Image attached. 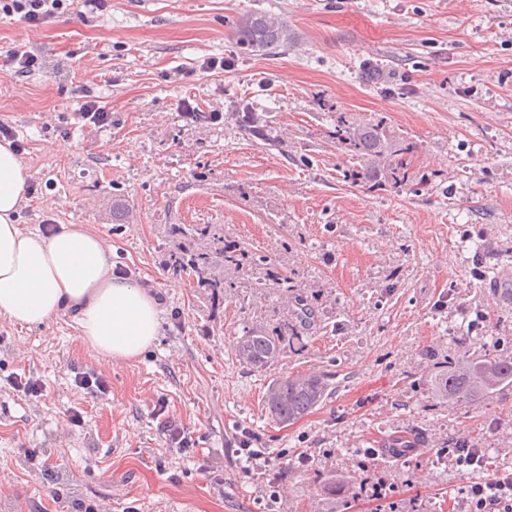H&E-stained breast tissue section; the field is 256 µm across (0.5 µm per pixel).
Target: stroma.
<instances>
[{
  "label": "stroma",
  "mask_w": 512,
  "mask_h": 512,
  "mask_svg": "<svg viewBox=\"0 0 512 512\" xmlns=\"http://www.w3.org/2000/svg\"><path fill=\"white\" fill-rule=\"evenodd\" d=\"M255 10L287 20L298 42L239 55L229 24ZM17 48L44 61L0 70V123L25 143L38 187L21 224L93 225L114 271L158 297L162 323L144 354L108 361L71 314L31 329L0 318V512H376L357 496L361 454L400 431L417 441L408 462L374 468L396 512H459L466 480L436 458L449 441L484 449L487 473L512 470V386L466 407L432 394L456 352H512V0H109L97 12L74 0L35 31L0 18V62ZM209 57L223 69L202 70ZM368 62L378 84L362 79ZM89 70L112 79L92 88L112 114L99 130L76 116ZM186 99L225 120L185 122ZM239 103L279 145L228 119ZM340 112L385 118L417 143L409 185L349 178L360 161L334 136ZM116 193L128 223L112 221ZM174 224L217 225L250 255L225 267L223 301L168 266ZM270 269L312 313L303 349L255 371L235 355L242 328L295 311ZM92 371L107 393L76 387ZM310 371L332 395L274 422L268 383ZM17 374L42 396L15 390ZM165 419L191 447L169 444ZM244 441L271 466H248ZM333 478L344 487L332 496Z\"/></svg>",
  "instance_id": "35a3bbf8"
}]
</instances>
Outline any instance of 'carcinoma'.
I'll return each instance as SVG.
<instances>
[{
  "mask_svg": "<svg viewBox=\"0 0 512 512\" xmlns=\"http://www.w3.org/2000/svg\"><path fill=\"white\" fill-rule=\"evenodd\" d=\"M231 37L239 49L255 55L272 54L298 40L285 20L262 11H254L234 23ZM233 116L243 130L268 144L280 142L275 129L261 125L256 113L236 111ZM336 139L361 162L360 168L349 176L369 183L383 180L397 186L408 184L416 144L394 137L384 118L353 123L339 113L336 115ZM173 232L186 240L201 241L203 245L194 248L184 245L170 251L169 267L187 273L195 280L196 287L210 291L211 298L218 297L224 292V279L213 274L214 267L224 263L239 266L248 253L224 245V235L210 224H177ZM297 339L299 330L294 321H284L271 329L246 326L236 341V356L245 366L265 371L279 360L290 342ZM508 385H512V355L504 353L491 356L461 352L433 380L434 395L456 406H467ZM331 390L329 378L321 374L278 377L267 386L265 404L278 423L293 424L322 404Z\"/></svg>",
  "mask_w": 512,
  "mask_h": 512,
  "instance_id": "carcinoma-1",
  "label": "carcinoma"
}]
</instances>
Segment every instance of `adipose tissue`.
<instances>
[{"instance_id": "adipose-tissue-1", "label": "adipose tissue", "mask_w": 512, "mask_h": 512, "mask_svg": "<svg viewBox=\"0 0 512 512\" xmlns=\"http://www.w3.org/2000/svg\"><path fill=\"white\" fill-rule=\"evenodd\" d=\"M28 173L20 156L0 144V316L30 328L63 313L107 360L148 350L160 332L161 307L147 287L112 272V246L84 224L51 235L24 229L20 210Z\"/></svg>"}]
</instances>
